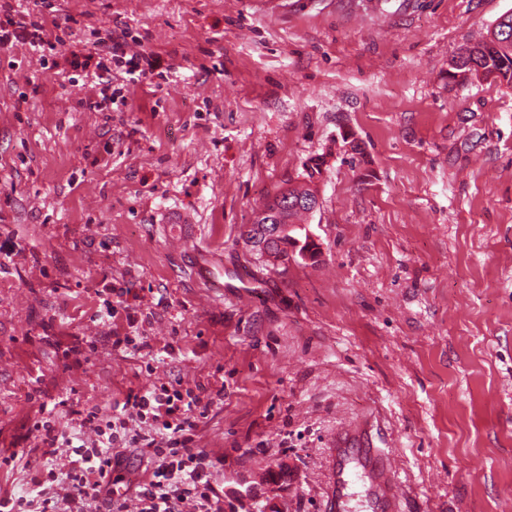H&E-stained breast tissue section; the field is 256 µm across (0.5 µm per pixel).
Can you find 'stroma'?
Segmentation results:
<instances>
[{
    "mask_svg": "<svg viewBox=\"0 0 512 512\" xmlns=\"http://www.w3.org/2000/svg\"><path fill=\"white\" fill-rule=\"evenodd\" d=\"M58 5L90 43L129 26L167 81L93 112L27 46L0 56V453L40 403L109 414L180 376L224 389L197 445L224 459L225 503L322 512L330 437L365 421L400 512H505L512 85L448 69L512 0ZM315 162L318 257L269 265L242 235ZM107 284L137 293L152 349L65 368L75 338L127 333L97 318Z\"/></svg>",
    "mask_w": 512,
    "mask_h": 512,
    "instance_id": "35a3bbf8",
    "label": "stroma"
}]
</instances>
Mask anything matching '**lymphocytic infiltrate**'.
I'll return each mask as SVG.
<instances>
[{
    "instance_id": "1",
    "label": "lymphocytic infiltrate",
    "mask_w": 512,
    "mask_h": 512,
    "mask_svg": "<svg viewBox=\"0 0 512 512\" xmlns=\"http://www.w3.org/2000/svg\"><path fill=\"white\" fill-rule=\"evenodd\" d=\"M79 21L58 16L55 0H32L18 10L0 0V54L24 44L41 66H48L58 47L70 48L65 67L54 75L70 85L91 81L95 98L85 100L95 112H120L128 106V88L164 78L160 60L131 51L136 41L129 29L107 31L96 50L83 43ZM209 406L182 379H161L150 387L129 390L119 414L77 411L61 422L47 404L31 418L28 436L37 455L32 462L40 480L32 495L0 496V512H124L116 486L124 476L115 444L145 449L153 466L138 485L137 512H224V499L213 479L223 466L221 457L197 448V429ZM69 455L66 470H56L59 452Z\"/></svg>"
}]
</instances>
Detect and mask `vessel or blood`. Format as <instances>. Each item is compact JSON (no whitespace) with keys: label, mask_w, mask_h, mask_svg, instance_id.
I'll return each mask as SVG.
<instances>
[{"label":"vessel or blood","mask_w":512,"mask_h":512,"mask_svg":"<svg viewBox=\"0 0 512 512\" xmlns=\"http://www.w3.org/2000/svg\"><path fill=\"white\" fill-rule=\"evenodd\" d=\"M330 481L325 512H349L351 487L355 477L366 478L375 512H393L406 492L393 475L392 453L381 448H360L350 435L337 433L328 450Z\"/></svg>","instance_id":"vessel-or-blood-1"}]
</instances>
